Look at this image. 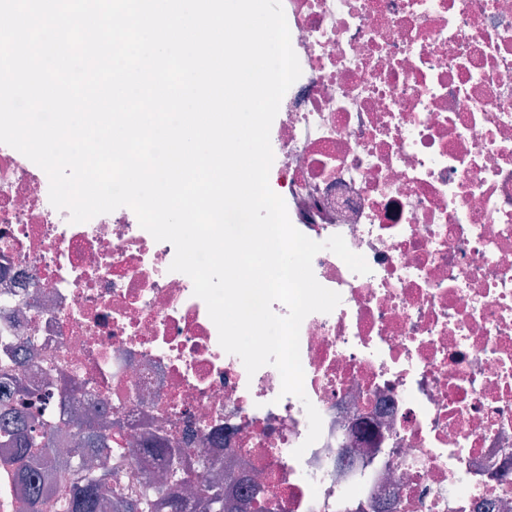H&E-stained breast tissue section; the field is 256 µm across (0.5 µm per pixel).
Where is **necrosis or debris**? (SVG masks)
<instances>
[{
    "label": "necrosis or debris",
    "instance_id": "necrosis-or-debris-1",
    "mask_svg": "<svg viewBox=\"0 0 512 512\" xmlns=\"http://www.w3.org/2000/svg\"><path fill=\"white\" fill-rule=\"evenodd\" d=\"M282 5L302 74L270 187L295 228L371 268L314 257L341 302L301 325L305 398L223 350L130 208L71 223L4 144L0 364L22 354L47 407L72 380L85 420L115 421L99 512L164 486L144 446L180 450L192 487L221 477L243 512H512V0Z\"/></svg>",
    "mask_w": 512,
    "mask_h": 512
}]
</instances>
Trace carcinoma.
<instances>
[{"label": "carcinoma", "mask_w": 512, "mask_h": 512, "mask_svg": "<svg viewBox=\"0 0 512 512\" xmlns=\"http://www.w3.org/2000/svg\"><path fill=\"white\" fill-rule=\"evenodd\" d=\"M13 372L12 367L0 373L13 381L12 402L0 403V439L12 448L8 468L25 491L28 512H99L112 470L107 463L90 458L89 450L103 447L109 434L68 412L35 414L32 392ZM166 475L175 488L190 477L177 459L167 461ZM196 507L198 512H235L224 502L219 479L203 483ZM112 512H188V504L178 493H164L146 484L131 493H116Z\"/></svg>", "instance_id": "cac0c4a2"}]
</instances>
